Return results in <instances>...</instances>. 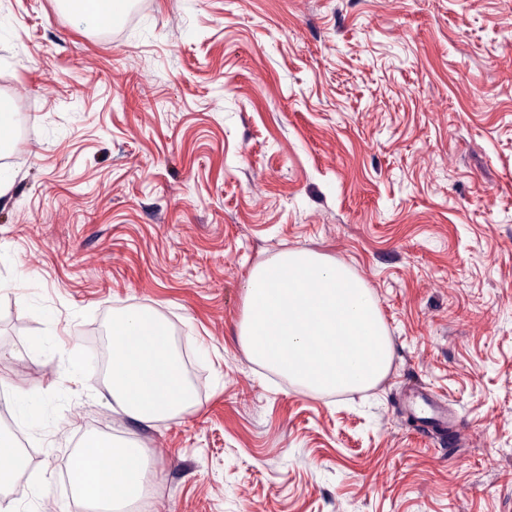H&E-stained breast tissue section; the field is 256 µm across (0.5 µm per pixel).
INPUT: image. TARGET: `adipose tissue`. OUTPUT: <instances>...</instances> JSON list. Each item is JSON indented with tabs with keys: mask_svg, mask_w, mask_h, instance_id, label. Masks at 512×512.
I'll return each instance as SVG.
<instances>
[{
	"mask_svg": "<svg viewBox=\"0 0 512 512\" xmlns=\"http://www.w3.org/2000/svg\"><path fill=\"white\" fill-rule=\"evenodd\" d=\"M110 395L120 414L152 422L192 407L194 397L172 340L151 315L132 311L110 326ZM77 496L89 512L110 498L146 501L148 468L140 449L103 439L88 440L71 462Z\"/></svg>",
	"mask_w": 512,
	"mask_h": 512,
	"instance_id": "1",
	"label": "adipose tissue"
}]
</instances>
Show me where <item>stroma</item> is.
Instances as JSON below:
<instances>
[{
	"label": "stroma",
	"instance_id": "obj_1",
	"mask_svg": "<svg viewBox=\"0 0 512 512\" xmlns=\"http://www.w3.org/2000/svg\"><path fill=\"white\" fill-rule=\"evenodd\" d=\"M0 381L41 395L40 480L0 512H69L66 449L147 454L159 512H512V0H130L112 26L0 0ZM307 248L371 289L374 387L317 395L251 361L252 268ZM182 343L195 405L141 422L93 380L114 316ZM420 384L460 445L404 405ZM430 405L433 409V415L431 417H424V424L422 425L423 430H436L446 431L448 429V423L454 428V433L459 441L466 434V426L462 420L455 414L448 413V411L440 408L431 399Z\"/></svg>",
	"mask_w": 512,
	"mask_h": 512
}]
</instances>
